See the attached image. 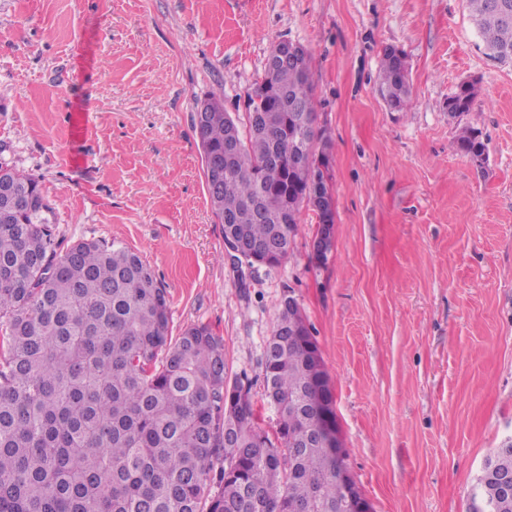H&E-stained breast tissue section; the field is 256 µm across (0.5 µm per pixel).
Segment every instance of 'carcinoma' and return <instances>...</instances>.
I'll return each instance as SVG.
<instances>
[{"instance_id":"obj_1","label":"carcinoma","mask_w":512,"mask_h":512,"mask_svg":"<svg viewBox=\"0 0 512 512\" xmlns=\"http://www.w3.org/2000/svg\"><path fill=\"white\" fill-rule=\"evenodd\" d=\"M486 55L512 64V0H466ZM407 62L388 49L381 88L405 106ZM473 81L448 96V114L471 110ZM195 112L202 150L220 170L204 172L224 236L284 263L302 209L318 229L334 224L327 147H316L311 54L265 70L232 117L207 101ZM237 129L224 164V141ZM460 152L481 164L480 132L465 127ZM0 191V512H336L346 498L336 457L311 409L325 373L305 362L316 345L296 301L283 300L267 341L263 376L278 413L274 436L259 426L250 387L228 388L224 340L197 324L169 336L168 293L135 252L73 243L57 252L53 209L39 182L4 168ZM311 437L290 456L292 435ZM512 476V441L484 461L472 494L490 512H512L500 479Z\"/></svg>"}]
</instances>
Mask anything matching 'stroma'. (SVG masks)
<instances>
[{"label": "stroma", "mask_w": 512, "mask_h": 512, "mask_svg": "<svg viewBox=\"0 0 512 512\" xmlns=\"http://www.w3.org/2000/svg\"><path fill=\"white\" fill-rule=\"evenodd\" d=\"M283 39L312 55L335 224L315 260L303 211L269 268L227 256L192 115L244 113ZM389 48L409 65L401 110L380 91ZM466 125L484 165L457 148ZM1 163L38 179L59 251L122 243L167 289L172 336L223 338L270 434L264 348L293 296L373 512H467L512 438V65L486 57L465 0H0ZM477 92L478 89L474 81H463L459 83L448 96V114L451 117H455L463 112H469L473 106Z\"/></svg>", "instance_id": "stroma-1"}]
</instances>
